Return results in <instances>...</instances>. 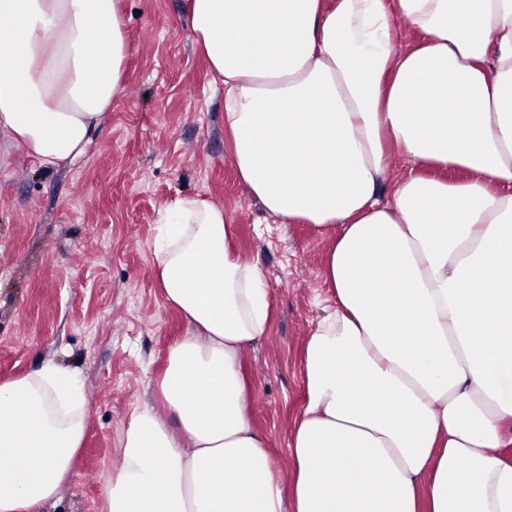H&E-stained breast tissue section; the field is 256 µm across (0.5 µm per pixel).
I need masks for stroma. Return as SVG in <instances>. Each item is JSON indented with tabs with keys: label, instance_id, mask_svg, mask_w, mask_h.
<instances>
[{
	"label": "stroma",
	"instance_id": "35a3bbf8",
	"mask_svg": "<svg viewBox=\"0 0 512 512\" xmlns=\"http://www.w3.org/2000/svg\"><path fill=\"white\" fill-rule=\"evenodd\" d=\"M124 91L86 155L46 171L0 141V382L50 361L80 372L86 433L54 512H107L105 487L134 405L155 403L169 349L190 333L155 275L159 210L178 197L223 205L275 316L243 363L252 422L288 469L303 401V346L333 297L331 237L275 222L239 182L224 138V90L191 41L184 0H123Z\"/></svg>",
	"mask_w": 512,
	"mask_h": 512
}]
</instances>
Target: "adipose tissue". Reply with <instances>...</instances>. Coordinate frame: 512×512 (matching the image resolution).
<instances>
[{
    "instance_id": "obj_1",
    "label": "adipose tissue",
    "mask_w": 512,
    "mask_h": 512,
    "mask_svg": "<svg viewBox=\"0 0 512 512\" xmlns=\"http://www.w3.org/2000/svg\"><path fill=\"white\" fill-rule=\"evenodd\" d=\"M238 176L283 224L334 230L336 306L302 358L283 477L243 352L262 271L222 206L158 212L153 262L195 327L135 406L107 512H512V0H186ZM416 35L399 49L397 17ZM122 0H0V139L53 170L121 91ZM412 163L388 184L390 152ZM77 371L0 383V512L56 505L85 436Z\"/></svg>"
}]
</instances>
